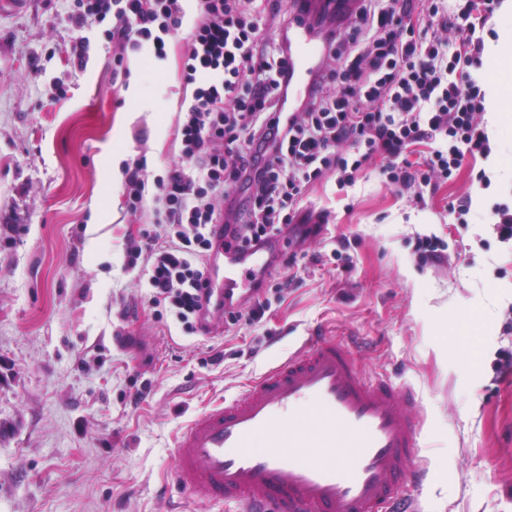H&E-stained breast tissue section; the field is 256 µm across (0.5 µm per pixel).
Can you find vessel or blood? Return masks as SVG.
Segmentation results:
<instances>
[{
	"label": "vessel or blood",
	"mask_w": 512,
	"mask_h": 512,
	"mask_svg": "<svg viewBox=\"0 0 512 512\" xmlns=\"http://www.w3.org/2000/svg\"><path fill=\"white\" fill-rule=\"evenodd\" d=\"M296 39L299 85L317 49L304 31ZM266 267L263 251L219 245L209 279L217 297L242 300ZM420 418L412 385L364 374L348 341L311 336L192 417L175 439L173 479L244 512H422Z\"/></svg>",
	"instance_id": "vessel-or-blood-1"
}]
</instances>
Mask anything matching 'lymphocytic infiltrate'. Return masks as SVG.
<instances>
[{
  "label": "lymphocytic infiltrate",
  "instance_id": "f902f5d3",
  "mask_svg": "<svg viewBox=\"0 0 512 512\" xmlns=\"http://www.w3.org/2000/svg\"><path fill=\"white\" fill-rule=\"evenodd\" d=\"M77 0L69 15L72 52L86 66V28L102 27L116 63L134 51L162 61L170 38L180 49L175 140L180 161L148 179L144 158L126 163L129 214L149 217L143 243L126 249L127 267L146 266L150 301L183 335L206 331L222 312L234 324H260L274 291L255 281L244 304L218 309L208 278L214 241L241 248L272 245L283 234L318 237L328 211L309 200L319 182L355 185L383 158L387 184L416 204L492 145L480 116L488 90L482 33L500 0H355L345 11L328 0ZM307 23L324 59L308 91L290 103V30ZM426 146L417 163L411 147Z\"/></svg>",
  "mask_w": 512,
  "mask_h": 512
}]
</instances>
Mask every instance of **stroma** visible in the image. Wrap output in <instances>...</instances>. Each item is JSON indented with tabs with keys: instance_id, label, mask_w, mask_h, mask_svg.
<instances>
[{
	"instance_id": "35a3bbf8",
	"label": "stroma",
	"mask_w": 512,
	"mask_h": 512,
	"mask_svg": "<svg viewBox=\"0 0 512 512\" xmlns=\"http://www.w3.org/2000/svg\"><path fill=\"white\" fill-rule=\"evenodd\" d=\"M68 11L26 0L0 14V512H217L172 481L176 433L312 331L364 341L366 375L417 389L424 512H512V378L495 373L512 354V244L488 217L512 201L496 177L512 161V110L487 130L492 155L425 207L378 161L354 186L316 185L329 229L305 244L297 286L260 324L184 336L150 306L144 268L125 267L144 227L110 180L119 160L145 157L151 178L177 161L179 48L128 54L119 71L95 37L78 68ZM467 195L460 221L448 205ZM420 234L443 241L441 261L418 259ZM341 239L347 269L329 258Z\"/></svg>"
}]
</instances>
